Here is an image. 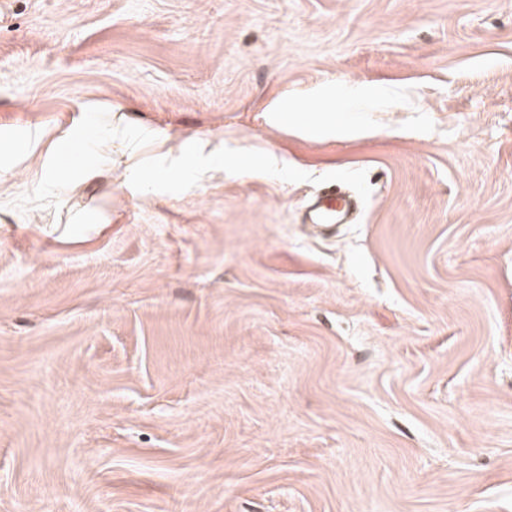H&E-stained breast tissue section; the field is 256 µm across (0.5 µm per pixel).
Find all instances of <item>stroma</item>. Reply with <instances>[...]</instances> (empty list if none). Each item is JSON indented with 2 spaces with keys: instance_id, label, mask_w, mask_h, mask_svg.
Instances as JSON below:
<instances>
[{
  "instance_id": "1",
  "label": "stroma",
  "mask_w": 512,
  "mask_h": 512,
  "mask_svg": "<svg viewBox=\"0 0 512 512\" xmlns=\"http://www.w3.org/2000/svg\"><path fill=\"white\" fill-rule=\"evenodd\" d=\"M0 512H512V0H0ZM352 208V201L332 187L323 197L310 202L306 217L311 224H343L347 222Z\"/></svg>"
}]
</instances>
